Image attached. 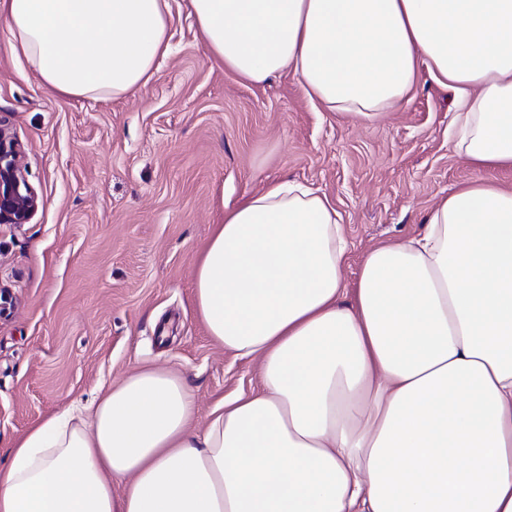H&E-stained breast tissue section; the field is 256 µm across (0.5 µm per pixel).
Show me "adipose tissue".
<instances>
[{
  "label": "adipose tissue",
  "mask_w": 512,
  "mask_h": 512,
  "mask_svg": "<svg viewBox=\"0 0 512 512\" xmlns=\"http://www.w3.org/2000/svg\"><path fill=\"white\" fill-rule=\"evenodd\" d=\"M208 58L281 72L345 117L391 111L420 68L453 93L456 149L512 169V0H189ZM172 0H0L9 45L63 97L147 87ZM326 194L243 198L195 273L210 339L261 389L194 428L143 367L55 413L0 465V512H512V189L474 180L422 235L373 247L354 291Z\"/></svg>",
  "instance_id": "1"
}]
</instances>
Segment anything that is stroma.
<instances>
[{
  "label": "stroma",
  "instance_id": "stroma-1",
  "mask_svg": "<svg viewBox=\"0 0 512 512\" xmlns=\"http://www.w3.org/2000/svg\"><path fill=\"white\" fill-rule=\"evenodd\" d=\"M173 52L150 84L117 100L48 92L0 26V123L24 150L43 200L0 224V460L38 421L85 404L141 366L173 369L196 425L220 397L259 388L256 364L210 339L193 305L195 264L226 209L269 184L313 185L336 204L354 288L375 245L419 235L458 185L512 186L474 169L448 137L452 94L428 72L398 107L343 118L284 72L254 85L207 60L187 0Z\"/></svg>",
  "mask_w": 512,
  "mask_h": 512
}]
</instances>
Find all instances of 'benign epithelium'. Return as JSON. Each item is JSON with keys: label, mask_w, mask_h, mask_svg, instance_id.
Here are the masks:
<instances>
[{"label": "benign epithelium", "mask_w": 512, "mask_h": 512, "mask_svg": "<svg viewBox=\"0 0 512 512\" xmlns=\"http://www.w3.org/2000/svg\"><path fill=\"white\" fill-rule=\"evenodd\" d=\"M40 205L42 199L27 178L20 144L0 124V224H26Z\"/></svg>", "instance_id": "obj_1"}]
</instances>
